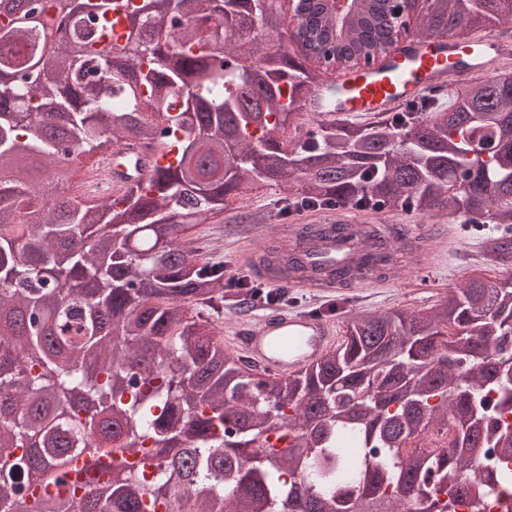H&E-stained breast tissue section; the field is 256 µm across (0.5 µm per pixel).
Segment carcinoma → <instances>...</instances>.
Returning <instances> with one entry per match:
<instances>
[{
  "label": "carcinoma",
  "instance_id": "obj_1",
  "mask_svg": "<svg viewBox=\"0 0 512 512\" xmlns=\"http://www.w3.org/2000/svg\"><path fill=\"white\" fill-rule=\"evenodd\" d=\"M372 2L353 45L378 31ZM413 7L415 37L462 44L512 20V0ZM288 40L275 0H0V512H512V277L355 314L339 354L284 382L224 353L216 315L253 281L226 288L183 226L249 186L363 216L297 228L364 242L325 269L342 286L406 253L379 228L393 212L496 224L512 265V67L316 119L324 73ZM128 141L176 163L74 200L70 159ZM102 411L121 418L107 440Z\"/></svg>",
  "mask_w": 512,
  "mask_h": 512
}]
</instances>
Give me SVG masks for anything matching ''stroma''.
<instances>
[{
  "label": "stroma",
  "mask_w": 512,
  "mask_h": 512,
  "mask_svg": "<svg viewBox=\"0 0 512 512\" xmlns=\"http://www.w3.org/2000/svg\"><path fill=\"white\" fill-rule=\"evenodd\" d=\"M281 203L275 192L261 187H250L232 198L225 209V218L193 228L188 238L193 241L200 257L224 261L228 270L250 273L251 266L241 257L245 244L239 235V216L252 212H278ZM410 228L444 232L445 237L428 259L423 279L417 280L408 272H394L390 279L365 289H345L335 299L315 296L304 290L288 291L287 310L313 312L333 308V321L338 332H345L353 314L373 313L388 309L424 310L440 303L466 277L481 274L490 278L512 276L511 267H497L484 263L478 257L485 242L497 237L493 224H463L452 214L422 221L416 215L404 216Z\"/></svg>",
  "instance_id": "obj_1"
}]
</instances>
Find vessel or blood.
Returning <instances> with one entry per match:
<instances>
[{
  "label": "vessel or blood",
  "instance_id": "1",
  "mask_svg": "<svg viewBox=\"0 0 512 512\" xmlns=\"http://www.w3.org/2000/svg\"><path fill=\"white\" fill-rule=\"evenodd\" d=\"M510 55L512 40L491 32L467 46L444 38L424 43L408 41L389 55L386 64L341 71L309 95L305 109L355 118L392 112L432 89H453L471 75L488 72ZM141 154V149L132 143L119 147L92 171L91 190L105 196L119 192L122 184L115 174L119 161L134 163ZM356 248L353 241L339 244L315 240L307 247V261L314 265L344 260ZM246 255L257 259L258 273L271 284L285 283L316 294L331 289L330 284L314 275L283 279L274 267L259 262V248L248 247ZM336 342L333 322L294 311L274 310L259 316L256 324L239 329L229 345L256 373L286 376L319 359Z\"/></svg>",
  "mask_w": 512,
  "mask_h": 512
}]
</instances>
